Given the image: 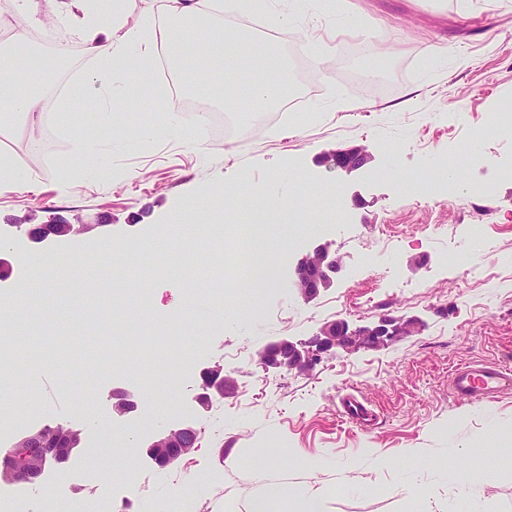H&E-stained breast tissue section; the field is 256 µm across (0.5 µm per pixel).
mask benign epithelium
Returning <instances> with one entry per match:
<instances>
[{
    "label": "benign epithelium",
    "mask_w": 512,
    "mask_h": 512,
    "mask_svg": "<svg viewBox=\"0 0 512 512\" xmlns=\"http://www.w3.org/2000/svg\"><path fill=\"white\" fill-rule=\"evenodd\" d=\"M334 165L351 170L360 167L365 157L351 150H338L332 156ZM341 259L327 244H318L300 257L294 265V288L306 300L318 295L320 290L329 287L336 274L341 271ZM422 327L416 318L382 316L370 326L353 327L344 319L322 325L310 339L293 342L281 339L267 344L258 355L259 364L270 370L311 371L323 358L341 348L347 352L361 349H378L388 344L396 336H411ZM201 402L207 403L211 395L224 396L233 386V381L224 375V368L215 365L200 373ZM113 411L120 417L128 418L137 412L140 400L124 389L112 393ZM53 442L42 440L28 443L22 437L4 455L0 467V479L36 482L46 466L66 464L80 448L81 438L76 430H66L52 435ZM196 429L182 425L162 433L146 447V454L154 463L165 468L187 455L197 442Z\"/></svg>",
    "instance_id": "obj_1"
}]
</instances>
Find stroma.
Wrapping results in <instances>:
<instances>
[{
	"label": "stroma",
	"mask_w": 512,
	"mask_h": 512,
	"mask_svg": "<svg viewBox=\"0 0 512 512\" xmlns=\"http://www.w3.org/2000/svg\"><path fill=\"white\" fill-rule=\"evenodd\" d=\"M345 0L355 27L335 39L336 0H321L305 21L285 26L321 39L326 68L291 63L309 86L302 116L258 112L242 100H212L240 130L194 141L196 116L171 109L165 81L132 93L88 90L94 62L76 48L59 72L70 106L53 99L37 120L0 118V156L26 171L30 187L0 193V258L13 288L30 277L41 300L27 324H0V357L23 354L25 384L0 390V410L26 397L28 415L80 429L97 456L81 452L30 487L65 512L77 491L101 496L132 483L128 512H181L184 479L194 476L196 512H245L267 482L329 489L332 512H512V392L468 404L449 392L453 371L475 361L512 368V131L491 113L512 104V0ZM444 45L447 58L433 49ZM102 138L96 166L76 160L72 139ZM43 149L31 153L32 141ZM359 149L363 166L337 169L336 148ZM458 169V195L403 187L401 175L439 177ZM276 184L285 194L332 197L341 211L302 205L277 216L269 235L286 249L263 288L219 277L199 257L176 253L172 228L248 225L252 213L226 207L224 191ZM79 234L35 241L50 221ZM123 252L122 270L99 260L103 243ZM329 243L343 262L330 288L311 301L291 274L309 248ZM66 253L70 272L28 275L18 253ZM200 300L185 323L170 311L185 284ZM417 317L422 330L379 349L336 350L309 373L265 370L268 343L304 341L338 319ZM205 337L191 362L183 343ZM218 363L232 395L197 403L200 371ZM124 387L142 400L131 428L112 415L109 395ZM373 410L367 428L344 420L341 396ZM192 423L195 448L156 466L142 449L178 424ZM140 452L117 455L124 439ZM282 451L258 468L252 454ZM302 449L306 463L284 459ZM486 456L487 468L470 458ZM455 458L457 477L440 463ZM129 479L101 472L99 460Z\"/></svg>",
	"instance_id": "1"
}]
</instances>
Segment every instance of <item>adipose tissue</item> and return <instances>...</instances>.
I'll list each match as a JSON object with an SVG mask.
<instances>
[{"label":"adipose tissue","instance_id":"obj_1","mask_svg":"<svg viewBox=\"0 0 512 512\" xmlns=\"http://www.w3.org/2000/svg\"><path fill=\"white\" fill-rule=\"evenodd\" d=\"M43 7L61 12L86 53L97 61L90 81L99 86L130 92L147 84L149 61L161 43L174 63L188 67L189 85L198 95L215 93L217 73L240 74L254 69L261 75L247 85L250 100L272 106L288 91L287 69L272 42L233 26H195V19L209 15L210 0H166L170 23L154 39L143 38L139 28L128 26V0H112L105 14L93 10L90 0H67L62 7L57 0H21L20 18L8 41L10 66L27 60L26 17ZM328 498L320 487L271 485L252 497L247 512H328Z\"/></svg>","mask_w":512,"mask_h":512}]
</instances>
